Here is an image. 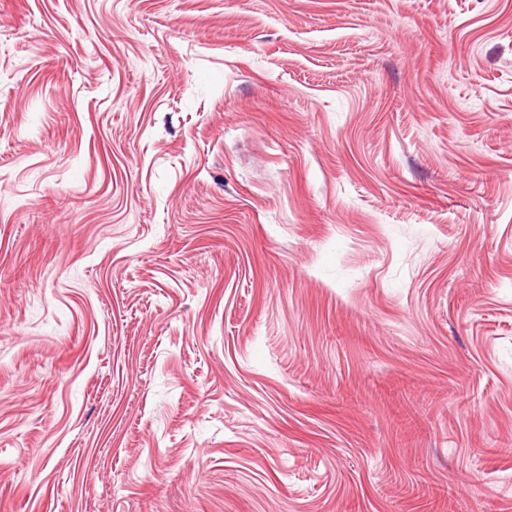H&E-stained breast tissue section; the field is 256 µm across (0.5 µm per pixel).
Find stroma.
<instances>
[{
  "instance_id": "1",
  "label": "stroma",
  "mask_w": 512,
  "mask_h": 512,
  "mask_svg": "<svg viewBox=\"0 0 512 512\" xmlns=\"http://www.w3.org/2000/svg\"><path fill=\"white\" fill-rule=\"evenodd\" d=\"M0 512H512V0H0Z\"/></svg>"
}]
</instances>
